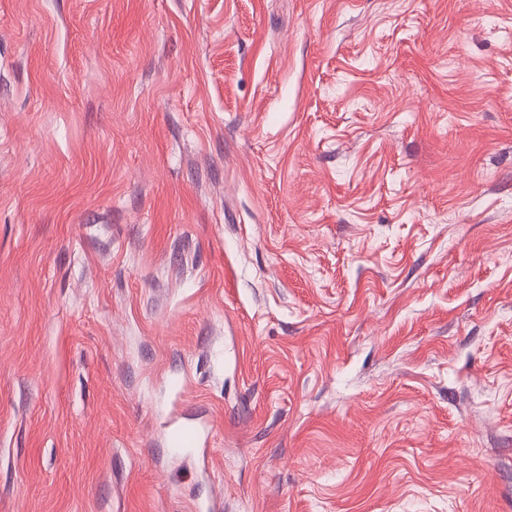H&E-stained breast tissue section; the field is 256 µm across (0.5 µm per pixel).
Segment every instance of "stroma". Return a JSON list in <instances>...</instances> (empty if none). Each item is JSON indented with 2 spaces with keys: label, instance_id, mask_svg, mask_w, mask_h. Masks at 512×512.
Listing matches in <instances>:
<instances>
[{
  "label": "stroma",
  "instance_id": "1",
  "mask_svg": "<svg viewBox=\"0 0 512 512\" xmlns=\"http://www.w3.org/2000/svg\"><path fill=\"white\" fill-rule=\"evenodd\" d=\"M214 491L512 512V0H0V512ZM168 434V450L173 456H181L184 453L199 448L202 440V432L198 427L186 425H172Z\"/></svg>",
  "mask_w": 512,
  "mask_h": 512
}]
</instances>
